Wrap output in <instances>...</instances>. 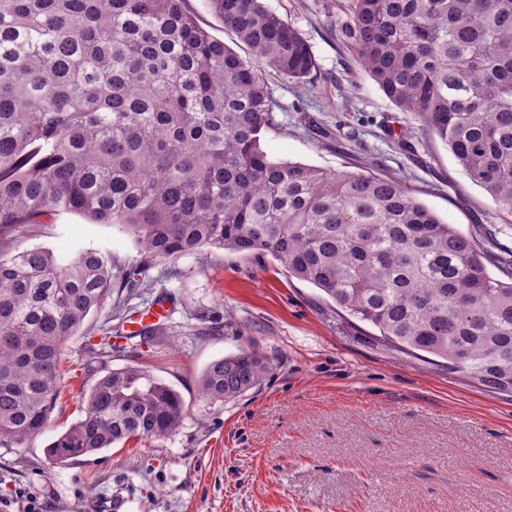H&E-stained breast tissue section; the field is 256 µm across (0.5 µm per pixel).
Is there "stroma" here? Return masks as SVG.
I'll use <instances>...</instances> for the list:
<instances>
[{"mask_svg":"<svg viewBox=\"0 0 512 512\" xmlns=\"http://www.w3.org/2000/svg\"><path fill=\"white\" fill-rule=\"evenodd\" d=\"M312 47L317 69L296 83L268 73L277 125L272 160L329 171L373 169L464 234L512 217L422 134L361 66L341 30L347 0H265ZM405 136L410 148L397 146ZM25 245L60 256L110 250L144 266L141 288L113 294L67 340L49 430L0 447V512H512V398L489 393L428 360L375 343L370 326L336 313L312 284L270 255L224 250L152 262L133 238L80 213H62ZM169 310L152 334L128 331L158 297ZM112 326V352L90 362L85 343ZM258 348L271 364L231 402L197 391L214 360ZM146 370L176 389L186 415L168 439L130 440L56 464L45 449L83 415L82 398L109 371Z\"/></svg>","mask_w":512,"mask_h":512,"instance_id":"1","label":"stroma"}]
</instances>
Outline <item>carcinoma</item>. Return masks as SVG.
Here are the masks:
<instances>
[{"mask_svg": "<svg viewBox=\"0 0 512 512\" xmlns=\"http://www.w3.org/2000/svg\"><path fill=\"white\" fill-rule=\"evenodd\" d=\"M251 50L212 37L185 0H0V447L45 433L63 344L143 269L22 238L64 212L133 238L153 260L222 249L269 254L375 339L434 356L512 394V249L497 228L460 232L396 179L270 159L269 72L296 82L311 46L263 0H210ZM353 61L512 217V0H348ZM112 353V328L86 343ZM270 372L256 349L213 361L207 401ZM179 392L137 368L93 385L85 415L46 452L66 463L131 439L161 440Z\"/></svg>", "mask_w": 512, "mask_h": 512, "instance_id": "1", "label": "carcinoma"}]
</instances>
